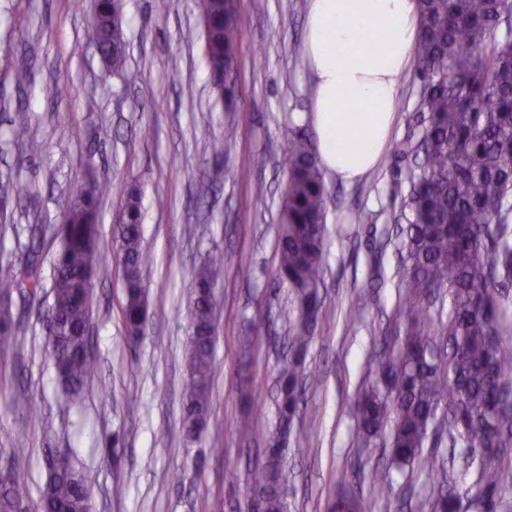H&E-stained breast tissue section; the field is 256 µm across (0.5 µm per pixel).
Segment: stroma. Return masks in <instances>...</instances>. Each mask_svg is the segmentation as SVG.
Masks as SVG:
<instances>
[{
    "mask_svg": "<svg viewBox=\"0 0 512 512\" xmlns=\"http://www.w3.org/2000/svg\"><path fill=\"white\" fill-rule=\"evenodd\" d=\"M126 58L109 73L88 36L92 0H0V170L23 198L0 215V260L24 262L31 225L45 228L35 299L14 294L22 327L0 352V471L17 475L35 512L46 457L67 452L94 512H243L249 472L277 424L274 382L281 340L296 316L278 284L276 241L295 134L314 135L312 78L304 50L309 0H236L241 40L229 81L232 103L211 84L197 0H122ZM27 122L30 140L12 129ZM222 152H214V143ZM382 157L362 180L325 175L322 319L309 345L300 420L288 442L287 512H326L346 483L372 512H411L426 471L391 472L388 498L361 482L384 464L358 457L351 408L367 353L385 343L398 301L394 216L408 185ZM110 182L99 205L109 275L94 280L89 350L95 376L73 406L45 351L41 315L52 301V261L70 191L88 173ZM139 193L142 246L153 275L148 321L130 341L121 319L124 284L114 262L116 218ZM224 262L215 290L218 328L209 426H181L188 373L190 271ZM250 339L253 353L238 351Z\"/></svg>",
    "mask_w": 512,
    "mask_h": 512,
    "instance_id": "stroma-1",
    "label": "stroma"
}]
</instances>
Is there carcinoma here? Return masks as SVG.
Wrapping results in <instances>:
<instances>
[{
  "label": "carcinoma",
  "mask_w": 512,
  "mask_h": 512,
  "mask_svg": "<svg viewBox=\"0 0 512 512\" xmlns=\"http://www.w3.org/2000/svg\"><path fill=\"white\" fill-rule=\"evenodd\" d=\"M206 24L205 55L213 85L236 63L240 31L235 0H198ZM512 0H421L415 72L423 88L414 112L419 132L391 144V157L411 160L409 185L396 222L400 227L397 268L402 300L393 342L371 352L354 405L356 445L367 453L386 448L393 464L425 468L432 491L415 512H467L472 498L451 482L443 465L423 455L448 427V441L478 454L476 485L483 508L496 512L512 493V334L499 289L512 281V29L502 20ZM121 0H95L94 43L122 70L125 38L118 16ZM288 182L280 209L275 278L294 292L290 356L278 373L277 426L292 432L298 386L309 343L323 306L326 186L318 150L310 138H290L284 150ZM110 185L88 175L64 204L53 262V301L45 311L53 335L48 351L61 382L79 394L96 373L87 353L92 279L101 271L99 198ZM116 261L124 276L121 306L125 331L146 319L151 262L141 245L139 199L129 193L118 216ZM224 262L191 272L188 377L182 425L199 435L207 424L216 337L215 286ZM37 288L33 266L0 272V350L17 344L12 314L14 291ZM448 297V307L436 301ZM284 449L265 451L250 473L260 512H284L288 485ZM365 480L377 496L390 489L387 472L371 469ZM87 486L70 457L54 458L53 475L40 495L45 512H87ZM351 490L339 489L328 512H367ZM16 478L0 481V512H21Z\"/></svg>",
  "instance_id": "carcinoma-1"
}]
</instances>
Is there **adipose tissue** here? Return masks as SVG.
I'll use <instances>...</instances> for the list:
<instances>
[{
	"instance_id": "adipose-tissue-1",
	"label": "adipose tissue",
	"mask_w": 512,
	"mask_h": 512,
	"mask_svg": "<svg viewBox=\"0 0 512 512\" xmlns=\"http://www.w3.org/2000/svg\"><path fill=\"white\" fill-rule=\"evenodd\" d=\"M420 0H310L305 53L321 164L342 181L378 163L414 60Z\"/></svg>"
}]
</instances>
